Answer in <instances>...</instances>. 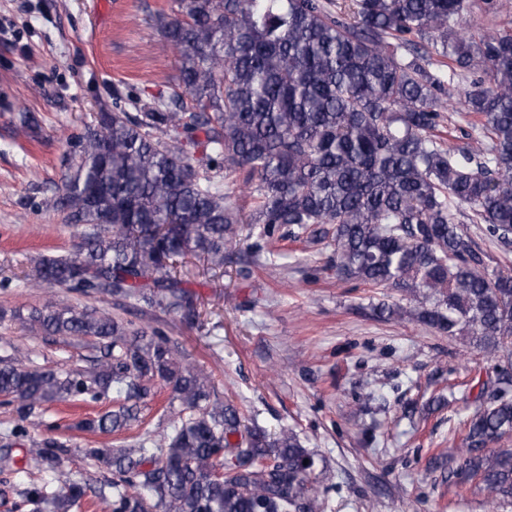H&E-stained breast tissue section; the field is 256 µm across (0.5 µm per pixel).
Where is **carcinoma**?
Returning a JSON list of instances; mask_svg holds the SVG:
<instances>
[{"mask_svg":"<svg viewBox=\"0 0 512 512\" xmlns=\"http://www.w3.org/2000/svg\"><path fill=\"white\" fill-rule=\"evenodd\" d=\"M477 11L486 24L457 28ZM506 12L503 0H176L157 25L179 52L181 92L101 112L77 137L70 173L44 204L81 229L80 241L68 255L31 257L28 287L131 299L192 325L197 297L170 267L188 255L224 266L240 224L263 225L269 239L286 227L327 243L337 278L416 301L383 303L380 315L512 356V271L490 267L460 221L512 244ZM467 78L455 107L449 86ZM457 111L472 116L471 146L441 137ZM241 173L254 199L248 215L227 193ZM28 329L89 340L101 356L90 371L0 358V397L22 420L113 392L115 406L80 428L120 433L139 420L153 383L170 390L172 425L159 440L82 449L112 469L101 512H320L303 464L314 457L297 435L246 426L160 331L52 298L32 308ZM509 435L512 361L469 415L453 472L477 479L493 502L512 499V450L489 447ZM70 453L55 438L29 449L43 478L28 495L51 512H72L87 496L65 469Z\"/></svg>","mask_w":512,"mask_h":512,"instance_id":"carcinoma-1","label":"carcinoma"}]
</instances>
